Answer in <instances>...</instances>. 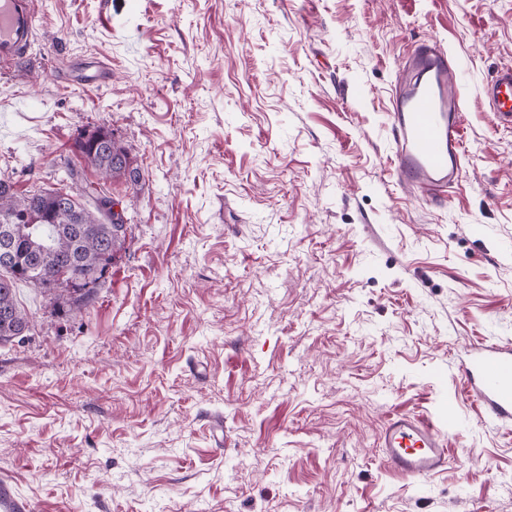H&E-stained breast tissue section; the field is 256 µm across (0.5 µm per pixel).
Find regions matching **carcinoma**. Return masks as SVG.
<instances>
[{"instance_id":"cac0c4a2","label":"carcinoma","mask_w":512,"mask_h":512,"mask_svg":"<svg viewBox=\"0 0 512 512\" xmlns=\"http://www.w3.org/2000/svg\"><path fill=\"white\" fill-rule=\"evenodd\" d=\"M75 149L107 179L130 188L142 179L127 149L107 131L79 137ZM67 177L78 189L72 207L63 206L59 188L17 196L11 182L0 179V226L12 228L18 252L15 264L0 265V343L29 327L30 318L16 298L18 283L50 295L64 292L69 308L80 309L105 282L107 266L127 250L131 233L124 214L112 213V197L74 168L67 169ZM69 257L80 280L50 279L60 259Z\"/></svg>"}]
</instances>
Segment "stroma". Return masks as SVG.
I'll list each match as a JSON object with an SVG mask.
<instances>
[{"mask_svg": "<svg viewBox=\"0 0 512 512\" xmlns=\"http://www.w3.org/2000/svg\"><path fill=\"white\" fill-rule=\"evenodd\" d=\"M0 69V178L57 187L103 128L143 174L94 300L0 343V474L34 512H512V425L459 373L512 344V0H40ZM455 59L467 155L432 204L396 176L389 96L413 44ZM112 79L72 85L83 63ZM467 416L445 471L389 475L395 413ZM224 422V444L211 435ZM482 97L499 124L512 128V68L497 70L494 79L483 85Z\"/></svg>", "mask_w": 512, "mask_h": 512, "instance_id": "stroma-1", "label": "stroma"}]
</instances>
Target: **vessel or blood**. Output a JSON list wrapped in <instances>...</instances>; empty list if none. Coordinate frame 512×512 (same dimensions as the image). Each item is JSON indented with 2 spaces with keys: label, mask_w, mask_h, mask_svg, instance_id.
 I'll use <instances>...</instances> for the list:
<instances>
[{
  "label": "vessel or blood",
  "mask_w": 512,
  "mask_h": 512,
  "mask_svg": "<svg viewBox=\"0 0 512 512\" xmlns=\"http://www.w3.org/2000/svg\"><path fill=\"white\" fill-rule=\"evenodd\" d=\"M35 0H0V66L25 60L32 48ZM482 97L499 124L512 128V68L497 70ZM464 98L458 68L447 48L429 38L403 61L390 95L391 151L399 180L419 196L439 200L458 186L466 157ZM459 371L487 415L512 423V346L473 349ZM380 446L388 471L403 479H425L448 466L447 428L428 415L388 418ZM0 512H33L9 476L0 477Z\"/></svg>",
  "instance_id": "vessel-or-blood-1"
}]
</instances>
